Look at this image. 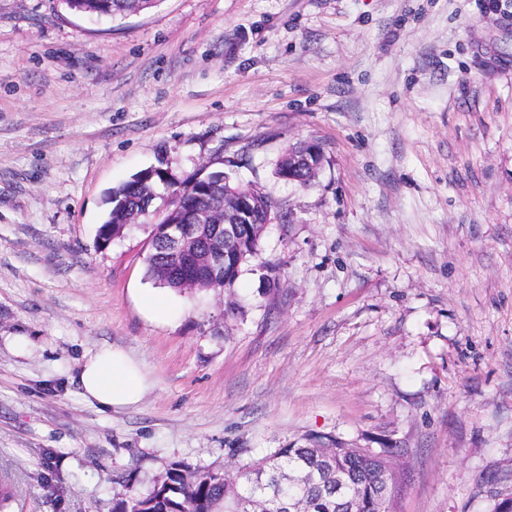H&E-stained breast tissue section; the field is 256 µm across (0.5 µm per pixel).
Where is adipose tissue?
<instances>
[{"label": "adipose tissue", "mask_w": 512, "mask_h": 512, "mask_svg": "<svg viewBox=\"0 0 512 512\" xmlns=\"http://www.w3.org/2000/svg\"><path fill=\"white\" fill-rule=\"evenodd\" d=\"M77 384L83 398L104 411L138 403L149 387L139 366L124 351L109 346L86 357Z\"/></svg>", "instance_id": "obj_1"}]
</instances>
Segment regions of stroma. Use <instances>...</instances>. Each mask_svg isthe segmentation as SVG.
<instances>
[{
  "label": "stroma",
  "instance_id": "1",
  "mask_svg": "<svg viewBox=\"0 0 512 512\" xmlns=\"http://www.w3.org/2000/svg\"><path fill=\"white\" fill-rule=\"evenodd\" d=\"M303 141L324 154L308 186L275 173ZM203 160L276 217L233 290L173 293L160 322L139 303L151 223L106 247L97 230L113 187ZM104 345L148 374L138 404L80 396ZM308 433L401 442V512L512 494V0H157L94 21L0 0L11 512H112L113 472L144 489Z\"/></svg>",
  "mask_w": 512,
  "mask_h": 512
}]
</instances>
